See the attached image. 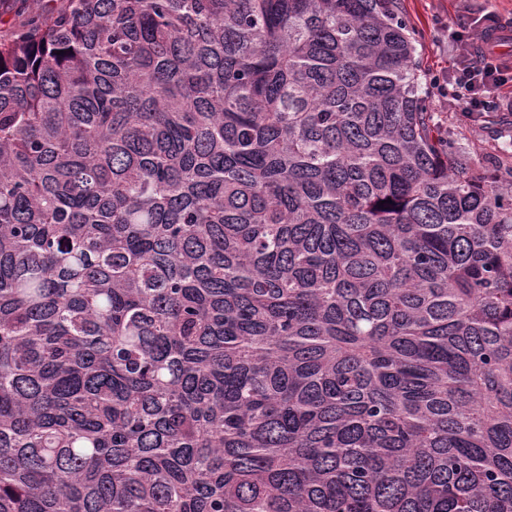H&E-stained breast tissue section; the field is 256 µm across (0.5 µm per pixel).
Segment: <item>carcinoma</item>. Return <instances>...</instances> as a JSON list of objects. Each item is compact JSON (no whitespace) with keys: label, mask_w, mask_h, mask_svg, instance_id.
Wrapping results in <instances>:
<instances>
[{"label":"carcinoma","mask_w":512,"mask_h":512,"mask_svg":"<svg viewBox=\"0 0 512 512\" xmlns=\"http://www.w3.org/2000/svg\"><path fill=\"white\" fill-rule=\"evenodd\" d=\"M4 15L0 512H512V113L400 0Z\"/></svg>","instance_id":"1"}]
</instances>
